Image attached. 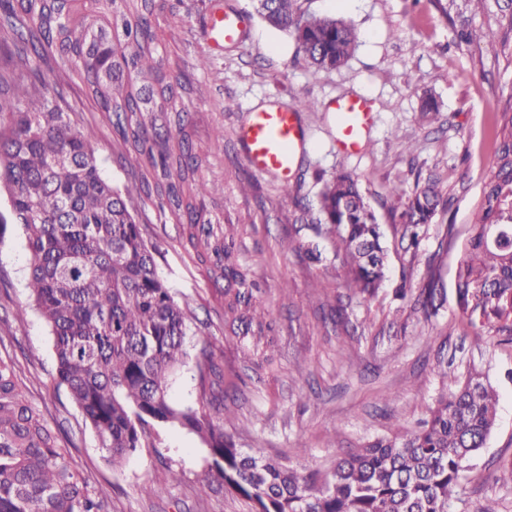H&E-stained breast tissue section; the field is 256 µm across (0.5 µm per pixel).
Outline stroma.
Returning a JSON list of instances; mask_svg holds the SVG:
<instances>
[{
    "label": "stroma",
    "mask_w": 512,
    "mask_h": 512,
    "mask_svg": "<svg viewBox=\"0 0 512 512\" xmlns=\"http://www.w3.org/2000/svg\"><path fill=\"white\" fill-rule=\"evenodd\" d=\"M305 13L341 16L357 32L353 56L333 71L311 68L293 38L252 14L251 0H155L150 16L163 72L183 86L187 114L183 132L196 160L195 177L212 191L199 201L211 229L208 245L191 240L184 217L156 193L161 169L125 144L111 113L86 96L74 66L53 58L46 79L62 99L73 125L95 133L94 148L113 186L140 187L135 216L157 248L160 276L176 299H188L191 340L211 342L224 371V404L235 412L238 447L280 456L305 471L329 469L360 444L389 434L394 422L414 427L427 416L424 401L441 392L433 371L438 355L452 369L486 373L500 395L497 425L469 463V477L451 512H512V483L502 480L512 463V344L473 335L458 303L456 271L465 230L482 199L483 176L494 157L498 112L512 99V44L505 15L512 0H491L473 14L451 0L440 15L432 0H300ZM227 7L249 12V24L233 45L215 44L212 12ZM479 28V43L457 33ZM438 104L423 117L425 96ZM366 98L371 122L359 151L337 143V101ZM316 101L298 114L308 140L288 181L256 172L246 162L237 130L247 111L269 104ZM223 143H215L216 131ZM339 172L358 176L389 246L388 279L369 299L344 286V270L330 243L315 235L311 218L288 197L316 205L324 182ZM434 178L447 201L418 249H408L392 220L390 186L406 191ZM252 191L241 192L244 182ZM235 229L240 270L257 283L268 306L272 365L247 360V339L224 318V263L216 256L226 229ZM291 239L296 249L283 251ZM324 254L309 262L308 247ZM30 256L20 225L0 231V354L10 357L34 402L54 431L67 459L104 503V512H254L252 503L214 483L209 450L177 425L150 424L141 448L121 466L109 464L94 430L67 389L57 385L50 330L25 288ZM436 276L435 314L415 307L429 276ZM342 303L346 323L336 325L330 308ZM28 309L16 320V305ZM169 395L181 409L201 408L205 393L194 361L174 374ZM160 488L146 495V486Z\"/></svg>",
    "instance_id": "stroma-1"
}]
</instances>
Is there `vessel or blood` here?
<instances>
[{
    "mask_svg": "<svg viewBox=\"0 0 512 512\" xmlns=\"http://www.w3.org/2000/svg\"><path fill=\"white\" fill-rule=\"evenodd\" d=\"M246 20L237 11L214 15L210 29L225 43L240 39ZM340 117L338 143L348 152H356L365 127L371 120V107L366 99L354 97L337 102ZM237 136L245 148V159L258 173L287 177L297 152L306 145L297 122L295 108L260 109L250 112Z\"/></svg>",
    "mask_w": 512,
    "mask_h": 512,
    "instance_id": "1",
    "label": "vessel or blood"
}]
</instances>
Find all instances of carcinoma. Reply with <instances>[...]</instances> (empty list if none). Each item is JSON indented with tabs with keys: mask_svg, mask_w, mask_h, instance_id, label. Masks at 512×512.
<instances>
[{
	"mask_svg": "<svg viewBox=\"0 0 512 512\" xmlns=\"http://www.w3.org/2000/svg\"><path fill=\"white\" fill-rule=\"evenodd\" d=\"M109 3L121 8L105 25L77 8L55 12L46 0H0V21L19 34L17 55L32 73L14 81L0 75V188L26 235V288L53 336L55 379L82 410L108 461L119 466L141 447L150 423L178 424L209 449L212 475L251 501L254 512H451L468 461L497 423L498 393L479 372L457 374L438 362L434 372L443 391L417 429L398 424L337 458L323 474L237 447L224 431L222 406L212 414L173 405L169 378L189 358V304L176 300L158 275L156 248L134 216L140 189L121 191L104 178L94 133L72 126L39 72L49 58H70L87 95L121 129L143 113L181 121L187 106L179 84L161 73L156 59L148 20L153 0ZM255 10L289 33L318 71L336 69L353 55L355 29L341 17L308 15L298 0H255ZM132 139L153 166L176 171L166 200L189 223H199L196 200L208 187L194 178L189 149L181 141L171 144L170 132L143 119ZM389 196L403 238L419 247L443 205L437 182L429 178L410 193L396 184ZM316 220L314 232L333 245L345 269V287L361 297L376 295L386 280L387 249L359 179L341 172L326 181ZM234 246L230 229L224 233L225 314L251 335L246 358L270 365L265 299L237 268ZM456 288L474 335L512 343V110L497 119L495 160L462 244ZM214 356L208 344L196 361L218 400L215 387L224 375ZM103 509L65 460L12 359L0 356V512Z\"/></svg>",
	"mask_w": 512,
	"mask_h": 512,
	"instance_id": "obj_1",
	"label": "carcinoma"
}]
</instances>
